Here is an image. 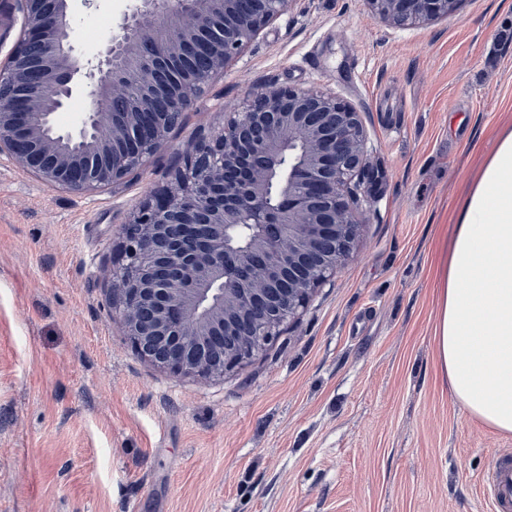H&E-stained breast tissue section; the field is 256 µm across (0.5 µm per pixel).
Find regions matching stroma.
<instances>
[{
  "instance_id": "35a3bbf8",
  "label": "stroma",
  "mask_w": 512,
  "mask_h": 512,
  "mask_svg": "<svg viewBox=\"0 0 512 512\" xmlns=\"http://www.w3.org/2000/svg\"><path fill=\"white\" fill-rule=\"evenodd\" d=\"M132 0H77L96 57ZM359 115L367 198L344 268L220 379L141 358L114 319L121 245L251 89ZM512 128V0L399 30L366 0H288L144 165L77 194L0 154V512H491L512 433L449 395L435 269Z\"/></svg>"
}]
</instances>
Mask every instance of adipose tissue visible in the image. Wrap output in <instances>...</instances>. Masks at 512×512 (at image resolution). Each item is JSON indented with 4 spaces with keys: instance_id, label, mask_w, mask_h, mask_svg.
Here are the masks:
<instances>
[{
    "instance_id": "1",
    "label": "adipose tissue",
    "mask_w": 512,
    "mask_h": 512,
    "mask_svg": "<svg viewBox=\"0 0 512 512\" xmlns=\"http://www.w3.org/2000/svg\"><path fill=\"white\" fill-rule=\"evenodd\" d=\"M434 336L452 400L512 433V129L499 134L436 273Z\"/></svg>"
}]
</instances>
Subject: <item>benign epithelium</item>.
Segmentation results:
<instances>
[{
	"mask_svg": "<svg viewBox=\"0 0 512 512\" xmlns=\"http://www.w3.org/2000/svg\"><path fill=\"white\" fill-rule=\"evenodd\" d=\"M17 2L25 28L0 69V153L51 187L82 193L141 166L288 0H137L85 61L74 55L70 0L52 11L44 0ZM463 2L367 0L399 29L446 18ZM199 49L209 58L204 69L189 66ZM165 66L178 69L176 81L159 73ZM37 71L45 76L34 81ZM78 80L86 112L59 136L92 142V165L45 136ZM117 99L126 108L109 111ZM366 167L364 130L345 102L316 89L251 90L223 131L196 145L174 187L125 230L119 321L136 352L162 370L204 378L251 359L344 266ZM240 224L259 226L256 248L230 245Z\"/></svg>",
	"mask_w": 512,
	"mask_h": 512,
	"instance_id": "obj_1",
	"label": "benign epithelium"
}]
</instances>
